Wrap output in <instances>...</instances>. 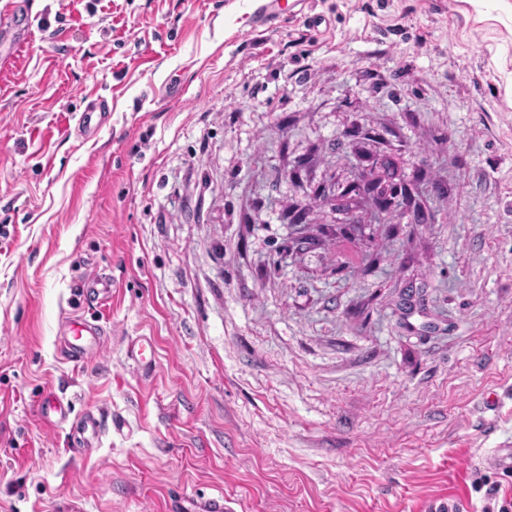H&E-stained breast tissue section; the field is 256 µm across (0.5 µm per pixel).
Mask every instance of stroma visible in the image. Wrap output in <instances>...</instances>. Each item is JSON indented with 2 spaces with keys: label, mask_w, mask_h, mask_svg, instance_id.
I'll use <instances>...</instances> for the list:
<instances>
[{
  "label": "stroma",
  "mask_w": 512,
  "mask_h": 512,
  "mask_svg": "<svg viewBox=\"0 0 512 512\" xmlns=\"http://www.w3.org/2000/svg\"><path fill=\"white\" fill-rule=\"evenodd\" d=\"M28 2L0 67V512H497L483 474L512 501L485 462L512 444V0L265 26L262 0ZM376 153L422 216L322 203ZM68 313L104 326L93 359L64 358ZM53 393L101 448L41 422ZM82 290L92 304L105 303L112 297V279L106 276L93 277L84 283ZM184 502H187L190 507L185 506L181 502L179 503V507L177 509L186 510V511H175V512H232V509L228 502L224 503V496H212L205 500H197L191 499L189 497L183 498Z\"/></svg>",
  "instance_id": "35a3bbf8"
}]
</instances>
